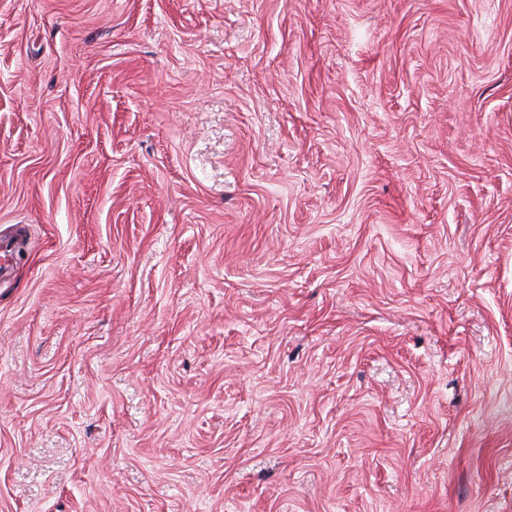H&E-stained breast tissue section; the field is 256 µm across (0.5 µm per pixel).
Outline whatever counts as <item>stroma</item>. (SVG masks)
<instances>
[{
	"mask_svg": "<svg viewBox=\"0 0 512 512\" xmlns=\"http://www.w3.org/2000/svg\"><path fill=\"white\" fill-rule=\"evenodd\" d=\"M0 512H512V0H0Z\"/></svg>",
	"mask_w": 512,
	"mask_h": 512,
	"instance_id": "obj_1",
	"label": "stroma"
}]
</instances>
